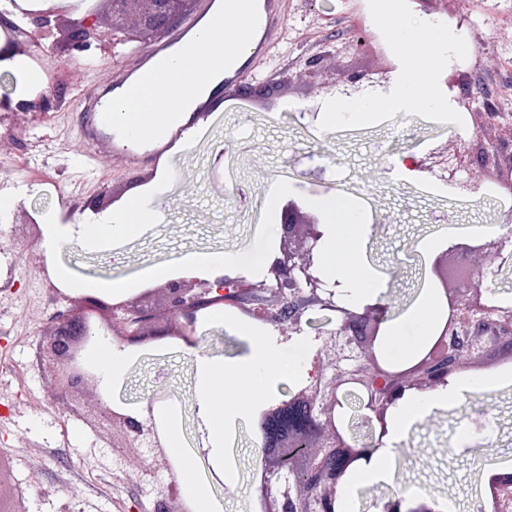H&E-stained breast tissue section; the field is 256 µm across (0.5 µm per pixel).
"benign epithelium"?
Instances as JSON below:
<instances>
[{
  "instance_id": "7a95c632",
  "label": "benign epithelium",
  "mask_w": 512,
  "mask_h": 512,
  "mask_svg": "<svg viewBox=\"0 0 512 512\" xmlns=\"http://www.w3.org/2000/svg\"><path fill=\"white\" fill-rule=\"evenodd\" d=\"M190 0H89L84 14L65 25V37L54 40L52 48L60 53L87 50L98 39L101 5L112 12V35L122 34L127 41L148 42L177 26L186 15ZM12 12L0 10V61L23 51L20 36L23 27L11 19ZM35 28L54 35L60 26L55 10L22 11ZM391 70L384 69L375 79L364 73H344L342 80L329 86V91L356 95L370 86H384ZM474 139L468 147L471 160L469 176L457 178L461 168L455 152L441 148L423 160L430 169H438L441 178L462 191H474L488 173L512 172V146L486 136L494 125V104L486 98L476 103ZM283 236L278 250L260 280L244 276L224 275L211 283L204 279L183 277L162 288V301L148 307L141 300L122 301L112 305L98 298L84 300L86 309L71 318L70 323L55 330L48 338L44 353L52 361L61 386L79 393L91 386L109 394V385L93 367L84 351L103 336L93 320V313L108 310L112 326L119 327L122 346H143L149 342L178 334L190 341L202 312L220 304L230 305L254 320H270L277 325L288 323V336H306L317 329L323 342L315 355L314 371L308 384L291 397L262 411L264 422L287 407L301 406L308 412L306 430L289 438L288 457L269 448L262 450L261 477L255 496L263 512H336L338 491L343 488L349 467L367 457L371 449L360 447L344 438L336 423V408L341 405L339 388L357 384L369 391L365 408L367 421L384 426L388 410L405 391L431 388L448 374L480 362L479 344L512 350V307L489 303L491 287L484 286L486 271L471 265L469 257L477 251L492 250V256L506 262L505 242L463 244L438 255L432 273L446 300L450 319L436 327L425 353L414 360L391 366L377 354L376 345L382 333V322L371 315L378 305H367L356 313L339 304L336 286L326 283L317 267V254L323 232L320 213L294 200L282 207ZM180 320L182 330L172 331L169 318ZM102 417L112 423V433L120 444L117 454L137 450L145 456L143 484L154 486L161 472H171L173 464L165 450L152 408L146 412H130L105 406ZM338 458L335 465L322 459ZM175 485L168 494L158 496L153 512H188L187 505L175 511L171 500ZM0 505L6 512H26L22 498L12 486L0 482ZM377 507L381 512H434L433 502L422 498L408 510L402 501L389 496Z\"/></svg>"
}]
</instances>
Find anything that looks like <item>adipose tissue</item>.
Here are the masks:
<instances>
[{
    "mask_svg": "<svg viewBox=\"0 0 512 512\" xmlns=\"http://www.w3.org/2000/svg\"><path fill=\"white\" fill-rule=\"evenodd\" d=\"M430 92L420 85L412 74L403 77L402 91L370 103L358 101L339 102L326 113V121H334L341 112L355 113L359 119L377 118L379 111H401L405 101L427 102ZM136 198H129L123 206L85 225L87 240L100 244L115 237H133L145 227L157 223V215H136ZM312 205L323 216L324 242L319 251V265L329 281L339 284L347 291L350 303L357 304L379 298L384 285L381 278L366 268L359 259L360 242L366 227L362 223V211L358 202L340 194L313 199ZM265 263L264 257L236 256L229 260H218L207 255L186 256L178 259L177 265L199 275L214 278L223 276L225 266H232L242 274L257 273ZM446 308L434 294H426L418 308L404 318L395 320L389 328L388 352L398 360L407 358L423 345L425 335L434 321L442 316ZM242 334L250 336L252 342L248 354L231 365H217L207 358H199L200 372L199 410L208 430L211 450L215 458L223 456L224 430L228 423L253 415L268 399L277 381L302 376L300 362L310 348L307 341L295 342L288 357H280L277 348L263 336L254 334L249 327H242ZM232 380L244 385L245 392L239 398H223L213 391L215 381ZM503 382L502 376L491 375L479 382L442 389L429 395L408 394L395 404L385 431L380 434L376 448L368 458L359 460L353 467L348 483L337 504L336 512H350L355 490L362 484L385 480L389 477V463L398 453L405 434L431 410L462 401L466 394L474 391L492 392ZM168 433V446L174 457L180 458L178 479L190 496L196 512H211V502L204 487L196 483L193 466L184 460L178 442V421L173 408H159Z\"/></svg>",
    "mask_w": 512,
    "mask_h": 512,
    "instance_id": "adipose-tissue-1",
    "label": "adipose tissue"
}]
</instances>
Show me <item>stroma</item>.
Returning <instances> with one entry per match:
<instances>
[{"mask_svg": "<svg viewBox=\"0 0 512 512\" xmlns=\"http://www.w3.org/2000/svg\"><path fill=\"white\" fill-rule=\"evenodd\" d=\"M382 0H283L278 22L287 38L272 37L269 58L251 67L247 83L274 98L273 107L232 92L214 110L190 144L169 155L168 177L158 179L150 161H125L109 144L97 149V169L89 171L75 125L76 96L109 79L106 62L132 63L143 45L112 44L109 23L90 50L50 56L47 111L24 109L35 91H21L18 74L0 70V88L13 105L0 111V199L10 218L0 222V477L20 486L28 512H151L154 496L140 482L144 459L136 451L115 458L112 434L98 425L94 395L78 412L54 372L38 360L48 331L64 325L84 298L75 288L56 293L57 269L76 281L109 282L143 275L158 264L199 253L233 257L276 249L279 210L270 208L274 184L288 197L310 202L336 192L357 199L368 230L361 258L384 282L381 298L391 318H399L431 290L433 253L420 243L477 244L480 227L512 230V221L492 213L484 190L460 193L427 172L401 178L396 157L424 158L436 147L453 149L473 138L471 112L442 81L456 67L474 98L512 93V0H450L424 8L405 0V22L432 31L433 41L397 43L376 16ZM362 29L380 52L352 54L354 29ZM469 36L474 48L459 54ZM322 55L317 72L305 60ZM398 71L414 65L436 90L435 101L359 122L354 113L324 125L322 114L334 97L328 84L344 70L378 71L385 60ZM292 87L284 89L283 74ZM448 114L439 116V99ZM31 158V170L10 165L16 154ZM137 193L157 209L159 223L134 238L114 240L109 249L87 245L73 235L65 247L45 249L51 222L85 223L91 213L115 210V198ZM179 277V270L171 272ZM231 323L200 315L193 348L181 338H165L127 348L120 375L111 378L109 404L140 411L169 405L181 420L180 442L195 463L213 512H250L261 476L259 420L231 423L224 433V463L239 481L226 487L223 465L212 459L198 413L199 357L232 364L251 342L239 335L249 319L231 310ZM491 468L512 469V385L476 393L462 403L428 413L408 432L387 481L357 489L353 512H371L373 499L410 486L421 497L449 503L453 512H472L476 490Z\"/></svg>", "mask_w": 512, "mask_h": 512, "instance_id": "obj_1", "label": "stroma"}]
</instances>
